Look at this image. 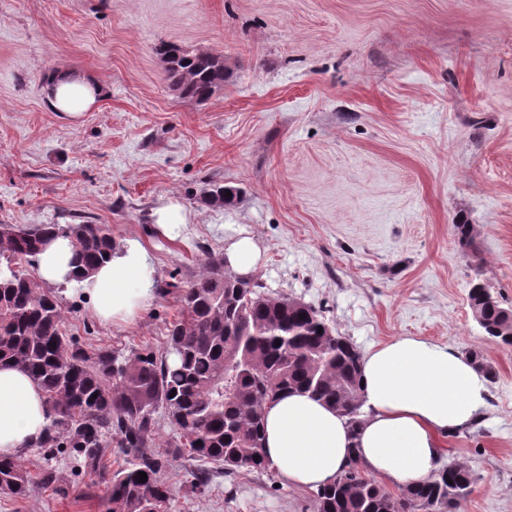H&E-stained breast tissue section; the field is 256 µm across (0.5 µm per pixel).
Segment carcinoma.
Instances as JSON below:
<instances>
[{"label": "carcinoma", "instance_id": "obj_1", "mask_svg": "<svg viewBox=\"0 0 512 512\" xmlns=\"http://www.w3.org/2000/svg\"><path fill=\"white\" fill-rule=\"evenodd\" d=\"M157 53L184 98L206 101L224 86L220 56L165 44ZM240 194L216 183L206 201L231 206ZM57 236L73 241L77 280L117 249L108 224H39L27 232L0 224V362L23 367L45 393L50 424L37 447L74 449L82 467L107 485L109 512H162L169 500L166 463L153 451L160 413L174 430L167 443L172 457L187 453L226 476L270 470L264 410L285 392L332 405L353 432L362 424L357 346L311 305L275 297L257 280L224 277L219 256L208 255L180 291V313L167 326L163 350L81 348L66 333L60 296L36 274V256ZM469 306L484 333L512 346L505 336L512 309L487 302L480 288L470 289ZM110 447L123 463L108 472L103 459ZM140 472L147 481H138ZM474 483L473 471L454 462L394 494L354 460L336 481L313 491L312 506L313 512H453ZM30 486L22 458H0L1 490L22 497Z\"/></svg>", "mask_w": 512, "mask_h": 512}]
</instances>
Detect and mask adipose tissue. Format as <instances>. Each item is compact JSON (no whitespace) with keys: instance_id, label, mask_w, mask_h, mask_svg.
Returning a JSON list of instances; mask_svg holds the SVG:
<instances>
[{"instance_id":"ef3b65f1","label":"adipose tissue","mask_w":512,"mask_h":512,"mask_svg":"<svg viewBox=\"0 0 512 512\" xmlns=\"http://www.w3.org/2000/svg\"><path fill=\"white\" fill-rule=\"evenodd\" d=\"M54 111L77 118L103 94L94 76L58 69L41 89ZM69 238L48 241L38 256L39 279L76 287L103 322L133 323L156 298L157 269L139 240L76 278ZM488 380L470 358L452 348L402 336L370 349L361 361V395L367 414L351 431L333 407L303 393L285 394L265 416L266 457L282 484L317 488L333 483L350 458L375 477L407 486L439 465L440 440L470 428L488 408ZM50 424L43 391L15 364H0V458L34 448Z\"/></svg>"}]
</instances>
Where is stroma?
<instances>
[{"label":"stroma","instance_id":"obj_1","mask_svg":"<svg viewBox=\"0 0 512 512\" xmlns=\"http://www.w3.org/2000/svg\"><path fill=\"white\" fill-rule=\"evenodd\" d=\"M163 44L223 57V88L180 97ZM57 68L95 75L104 98L75 120L52 111ZM215 181L240 188L234 207L205 202ZM169 198L189 217L174 240L152 218ZM82 223L139 240L162 287L128 326L64 293L86 346L162 350L179 286L244 230L262 249L254 279L359 350L416 336L480 352L490 407L443 460L476 477L455 512H512V349L468 304L478 278L512 306V0H0V224ZM23 459L34 484L0 491V512H108L73 450ZM199 468L166 471L167 512H311V490L272 472L214 470L190 494Z\"/></svg>","mask_w":512,"mask_h":512}]
</instances>
